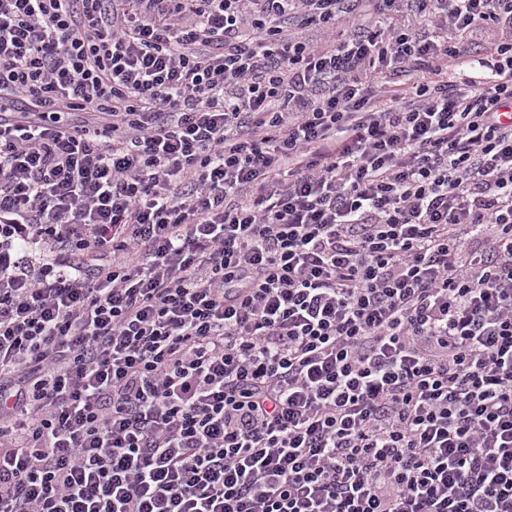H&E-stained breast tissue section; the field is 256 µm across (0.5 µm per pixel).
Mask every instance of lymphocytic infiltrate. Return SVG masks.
Segmentation results:
<instances>
[{
  "instance_id": "f902f5d3",
  "label": "lymphocytic infiltrate",
  "mask_w": 512,
  "mask_h": 512,
  "mask_svg": "<svg viewBox=\"0 0 512 512\" xmlns=\"http://www.w3.org/2000/svg\"><path fill=\"white\" fill-rule=\"evenodd\" d=\"M0 512H512V0H0Z\"/></svg>"
}]
</instances>
